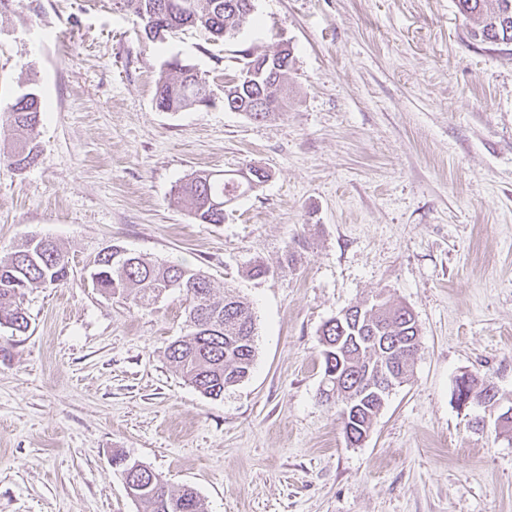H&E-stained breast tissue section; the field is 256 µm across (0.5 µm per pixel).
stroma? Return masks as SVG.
I'll use <instances>...</instances> for the list:
<instances>
[{
    "instance_id": "1",
    "label": "stroma",
    "mask_w": 512,
    "mask_h": 512,
    "mask_svg": "<svg viewBox=\"0 0 512 512\" xmlns=\"http://www.w3.org/2000/svg\"><path fill=\"white\" fill-rule=\"evenodd\" d=\"M232 39L150 41L120 0H0V256L55 240L72 273L0 328V512H138L123 453L205 512H512V433L477 430L456 376L512 406V54L471 38L455 0H253ZM288 42V107H224L243 50ZM214 91L162 112L171 59ZM35 92V165L3 161L9 106ZM270 173L198 223L173 193L196 170ZM182 261L257 315L250 376L203 396L165 357L185 303L140 308L87 274L104 248ZM294 267L281 270L286 251ZM257 263L269 275L252 278ZM383 295L421 349L367 440L320 396V330ZM473 376L474 374L465 372L457 376L455 379L453 395L455 403L460 410L479 406L473 399V392L468 391L470 379Z\"/></svg>"
}]
</instances>
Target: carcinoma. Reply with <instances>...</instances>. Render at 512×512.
I'll list each match as a JSON object with an SVG mask.
<instances>
[{
  "label": "carcinoma",
  "mask_w": 512,
  "mask_h": 512,
  "mask_svg": "<svg viewBox=\"0 0 512 512\" xmlns=\"http://www.w3.org/2000/svg\"><path fill=\"white\" fill-rule=\"evenodd\" d=\"M252 0H125L126 7L145 27L155 31L162 41L182 28H200L214 39L224 38V29L253 21ZM457 8L470 24L471 36L496 46H512V0H457ZM208 80L188 64L166 63L156 81L154 102L163 112H178L200 106L207 92ZM41 102L33 92L17 98L10 106L15 129V143L4 156L19 168L31 167L36 148L35 130L40 122ZM254 188L238 175L228 176L199 170L176 186L174 195L189 202L191 213L201 224L224 223V212L211 209L214 199H237ZM118 263L100 251L92 262L90 278L93 287L108 296L132 298L135 305L148 307L160 297L177 295L189 301L186 333L166 349L168 361L182 378L206 397H224L250 374L256 359V318L249 304L231 289L224 298L216 299L209 278L201 271L178 262H158L136 253L123 255ZM70 274L69 261L61 248L50 239L27 238L20 246L0 257V320L10 323L16 334L30 327V317L21 298L38 288L60 286ZM374 336H393L406 345L400 370L406 382L420 350L419 328L413 313L406 307L386 299L377 306L365 308L361 319L329 318L321 328L324 367H342L350 385L364 380L368 367L378 361ZM380 410L377 403H364L356 420L350 421L355 439L364 441ZM160 476L144 467L133 478L131 492L139 512H176L172 504L186 503V512H203L198 493L184 487L174 493L167 484H159Z\"/></svg>",
  "instance_id": "carcinoma-1"
}]
</instances>
